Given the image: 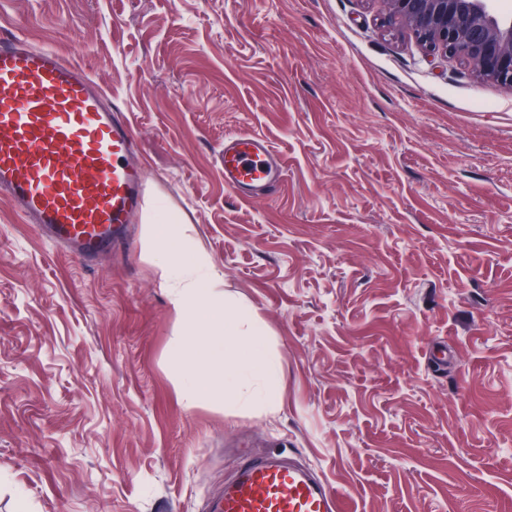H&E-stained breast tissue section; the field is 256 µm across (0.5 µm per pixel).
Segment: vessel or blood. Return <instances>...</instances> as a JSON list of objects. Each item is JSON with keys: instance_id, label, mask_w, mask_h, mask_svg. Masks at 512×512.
Segmentation results:
<instances>
[{"instance_id": "vessel-or-blood-1", "label": "vessel or blood", "mask_w": 512, "mask_h": 512, "mask_svg": "<svg viewBox=\"0 0 512 512\" xmlns=\"http://www.w3.org/2000/svg\"><path fill=\"white\" fill-rule=\"evenodd\" d=\"M224 183L257 198L284 181L280 156L257 135L224 139ZM145 171L133 133L92 78L48 46L0 33V197L47 242L89 261L129 242ZM212 512H344L303 464L243 456Z\"/></svg>"}]
</instances>
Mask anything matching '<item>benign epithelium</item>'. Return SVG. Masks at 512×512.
<instances>
[{
  "label": "benign epithelium",
  "instance_id": "obj_1",
  "mask_svg": "<svg viewBox=\"0 0 512 512\" xmlns=\"http://www.w3.org/2000/svg\"><path fill=\"white\" fill-rule=\"evenodd\" d=\"M493 0H383L386 25L409 32L430 55L456 58L480 79L512 89V18Z\"/></svg>",
  "mask_w": 512,
  "mask_h": 512
}]
</instances>
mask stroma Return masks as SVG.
I'll return each instance as SVG.
<instances>
[{
    "label": "stroma",
    "mask_w": 512,
    "mask_h": 512,
    "mask_svg": "<svg viewBox=\"0 0 512 512\" xmlns=\"http://www.w3.org/2000/svg\"><path fill=\"white\" fill-rule=\"evenodd\" d=\"M381 0H0L130 124L148 187L93 263L0 198V512H207L290 454L349 512H512V90L387 32ZM268 140L265 199L224 137ZM264 324L273 412L191 400L156 202ZM448 366L430 367L431 344ZM224 184L236 197L258 198L285 180L280 156L257 135L239 133L224 138Z\"/></svg>",
    "instance_id": "1"
}]
</instances>
